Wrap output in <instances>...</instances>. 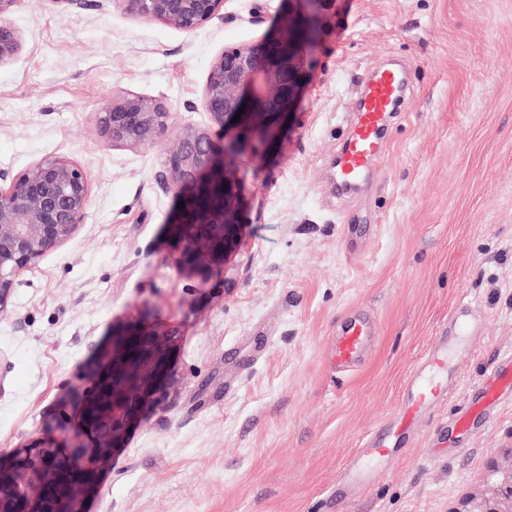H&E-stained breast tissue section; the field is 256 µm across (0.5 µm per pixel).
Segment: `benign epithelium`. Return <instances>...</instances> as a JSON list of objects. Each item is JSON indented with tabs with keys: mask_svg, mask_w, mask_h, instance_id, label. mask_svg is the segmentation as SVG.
I'll return each instance as SVG.
<instances>
[{
	"mask_svg": "<svg viewBox=\"0 0 512 512\" xmlns=\"http://www.w3.org/2000/svg\"><path fill=\"white\" fill-rule=\"evenodd\" d=\"M137 19L156 20L191 33L219 16L224 0H103ZM20 0H0V66L13 62L22 35L12 24ZM317 40L311 16L285 18L277 32L225 48L209 67L201 108L209 124L186 123L161 153L159 183L184 201L169 232L177 264L219 269L242 243L239 182L229 158L254 153L257 135L275 131L292 112L303 80L302 47ZM240 119H234L235 115ZM112 147L138 150L163 142L171 120L167 104L125 92L95 113ZM235 125L231 144L220 145L212 128ZM90 180L77 162L42 159L12 175L0 171V313L8 311L17 277L71 240L87 215ZM179 332L132 321L112 338V352L92 368L82 388L72 446L49 437L21 446L0 463V512H84L82 502L143 411L158 402L172 377ZM452 512H512V464L499 471L491 492L461 500Z\"/></svg>",
	"mask_w": 512,
	"mask_h": 512,
	"instance_id": "obj_1",
	"label": "benign epithelium"
}]
</instances>
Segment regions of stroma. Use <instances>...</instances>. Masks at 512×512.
Returning a JSON list of instances; mask_svg holds the SVG:
<instances>
[{
  "label": "stroma",
  "mask_w": 512,
  "mask_h": 512,
  "mask_svg": "<svg viewBox=\"0 0 512 512\" xmlns=\"http://www.w3.org/2000/svg\"><path fill=\"white\" fill-rule=\"evenodd\" d=\"M295 9L224 0L223 17L191 34L100 0H23L12 17L23 45L0 67V170L65 156L91 192L85 223L21 275L0 314V459L65 438L113 328L141 317L180 332L172 380L85 512H450L511 461V391L470 431L452 433L450 419L512 351V0L318 6L294 112L236 161L243 241L219 271L176 263L160 147L114 148L98 131L100 103L125 92L167 102V139L206 123L212 58ZM395 59L409 66L407 99L381 158L338 192L332 164L357 92ZM463 307L472 330L450 355L446 400L367 484L338 485ZM359 313L376 334L336 370L332 346Z\"/></svg>",
  "instance_id": "stroma-1"
}]
</instances>
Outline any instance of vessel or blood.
I'll use <instances>...</instances> for the list:
<instances>
[{"instance_id":"1","label":"vessel or blood","mask_w":512,"mask_h":512,"mask_svg":"<svg viewBox=\"0 0 512 512\" xmlns=\"http://www.w3.org/2000/svg\"><path fill=\"white\" fill-rule=\"evenodd\" d=\"M405 74L397 67H384L367 78L361 91L358 112L341 150L333 162L338 185L358 183L370 170L382 150V137L390 115L399 103ZM373 334V322L364 315L349 319L336 339L331 364L340 368L358 361ZM448 338L436 339L421 367L411 376L398 406L394 428L387 433H372L363 444L360 463L345 471V478L364 479L372 466L386 459L395 449L401 435L412 430L422 415L447 396L444 386L448 378ZM512 390V355L502 358L492 381L482 387L479 401L458 415V429H469L481 412L498 401L502 393Z\"/></svg>"}]
</instances>
